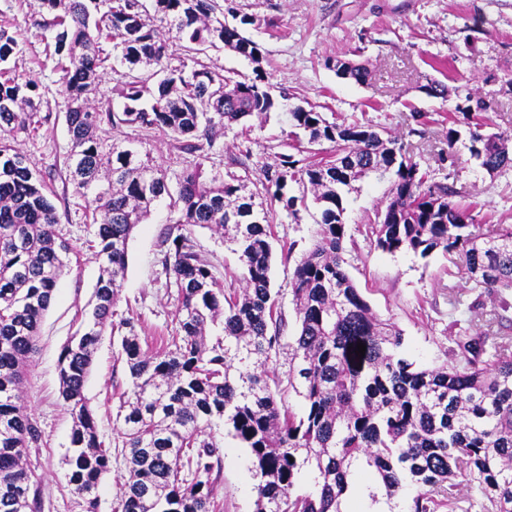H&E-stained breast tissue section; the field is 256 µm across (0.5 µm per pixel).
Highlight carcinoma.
Instances as JSON below:
<instances>
[{"instance_id": "cac0c4a2", "label": "carcinoma", "mask_w": 512, "mask_h": 512, "mask_svg": "<svg viewBox=\"0 0 512 512\" xmlns=\"http://www.w3.org/2000/svg\"><path fill=\"white\" fill-rule=\"evenodd\" d=\"M39 25L66 100L71 141L65 167L75 193L90 198L100 263L83 331L62 347L59 392L72 419L68 483L85 512H97L102 477L112 453L99 440L84 395L103 336L117 334L130 390L116 413L120 454L128 479L117 512H221L211 477L220 471L221 443L208 429L231 426L249 449L257 499L254 512H344L363 472L365 510L391 512L414 490L408 512H512V339L461 329L448 349L451 362L420 366L403 355L404 331L372 311L344 268L345 198L370 174L391 178L390 197L368 224L375 248L423 259L456 252L474 287L512 308V224L470 230L461 191L433 180L402 153L397 140L372 125L338 123L301 105L288 108V137L297 154L281 153L261 166L270 203L290 216L306 204L321 207L313 248L294 261L291 276L298 332L283 342L285 318L273 291L275 234L269 213L255 211L244 186L204 177L201 166L179 178L171 193L166 171L145 136L169 133L174 148L207 158L224 129L271 112L275 100L256 74L251 82L218 75L197 55L218 43L260 63L264 51L224 21L218 0H39ZM183 42L187 60L168 61L165 35ZM112 41L125 66L123 107L98 99L113 69L102 41ZM19 33L0 25V512H40L26 450L43 434L22 396L36 353L40 323L55 298L73 248L58 234L59 216L15 143L48 120L40 115L39 83L11 75ZM336 75L357 84L365 65L334 62ZM482 100L457 107L446 134L448 151L468 127L469 152L495 174L512 169L511 132H484ZM130 136L112 140V130ZM332 144L329 158L317 147ZM302 187L295 195L290 184ZM171 197L180 217L161 239L167 287L176 289L177 328L158 351L142 348L132 318L114 321L125 278L128 242L160 200ZM208 226L229 236L239 253L241 292L224 280L192 237ZM366 345L365 355L355 353ZM290 349L288 388L303 400L296 415L285 391L270 388L272 355ZM312 491L294 492L302 471ZM464 478L469 496L460 493Z\"/></svg>"}]
</instances>
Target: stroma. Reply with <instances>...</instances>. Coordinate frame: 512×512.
Here are the masks:
<instances>
[{
    "mask_svg": "<svg viewBox=\"0 0 512 512\" xmlns=\"http://www.w3.org/2000/svg\"><path fill=\"white\" fill-rule=\"evenodd\" d=\"M227 6L237 15L255 17V24L244 26L243 33L263 47L265 58L257 66L220 45L208 48L203 60L212 71L239 81L263 75L277 107L267 117L252 120L250 128L225 129L204 163L208 176L242 184L257 201L267 202L260 167L288 150L286 109L313 106L330 119L387 130L435 180L452 175L471 205L476 232L512 224V170L488 174L471 158L465 137L458 141L453 161L441 158L448 116L466 97L488 103L493 130L512 131V0H228ZM38 11V0H0V24L20 35L12 70L16 76L38 80L41 110L52 115L36 131L18 133L16 143L41 174L53 176L55 190L64 191V161L71 149L66 102L54 63L45 55L50 34L38 27ZM330 58L366 64L368 82L359 85L337 77L325 65ZM434 81L445 85L446 97L427 95L426 87ZM144 146L172 185L195 162L194 156L174 149L170 137L160 131ZM247 151L252 154L248 160L243 157ZM389 188V179L371 175L356 182L349 194L345 269L373 310L403 329L406 358L421 366L447 361L450 301L456 296L479 301L474 327L512 336V311L507 322L497 323L496 303L480 297L459 272L458 254L437 253L424 260L371 245L367 225ZM65 193V201L57 205L58 229L82 254L79 263L67 267L42 319L25 388L26 404L44 437L43 446L29 453L41 490V512H82L67 479L72 420L59 396L57 360L80 327L98 262L86 248L94 237L86 216L88 203L74 192ZM178 217V210L164 199L135 229L115 306L118 316L134 318L143 347L152 350L175 326L177 301L166 285L159 254L162 232ZM273 217L277 247L293 246L298 255L312 247L320 220L316 204L294 218L279 209ZM192 232L225 287H238L241 270L232 244L205 227H193ZM117 352L112 338L103 337L84 388L99 437L110 447L120 442L115 416L128 388ZM214 434L224 446L221 472L212 479L214 497L222 512H253L257 492L249 452L224 427H215Z\"/></svg>",
    "mask_w": 512,
    "mask_h": 512,
    "instance_id": "stroma-1",
    "label": "stroma"
}]
</instances>
